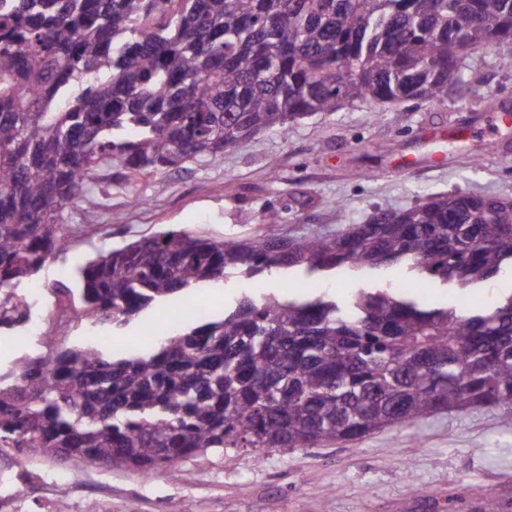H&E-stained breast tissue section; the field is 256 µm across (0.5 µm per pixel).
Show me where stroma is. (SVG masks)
<instances>
[{
  "label": "stroma",
  "mask_w": 512,
  "mask_h": 512,
  "mask_svg": "<svg viewBox=\"0 0 512 512\" xmlns=\"http://www.w3.org/2000/svg\"><path fill=\"white\" fill-rule=\"evenodd\" d=\"M490 45L463 58L465 84L446 99L397 106L343 103L299 119L287 133L267 131L214 161L190 162L136 183L101 170L93 206H66L68 250L36 279L52 284L59 269L99 251L124 247L165 230L215 241L248 239L279 211L285 237L330 235L380 210L399 211L428 197L461 192L512 200V68ZM410 286L403 267L331 274L319 295L345 299L354 288ZM303 276L274 269L249 280L203 283L151 305L123 329L82 318L58 324L65 346L112 336L114 357L156 347L181 330L173 310L194 300L220 320L242 297L301 292ZM512 292V275L490 286L433 284L422 299L444 306ZM174 479H143L130 469H85L13 450L0 452V512H476L486 502L512 512V424L501 410L442 412L325 448L230 449L182 462Z\"/></svg>",
  "instance_id": "1"
}]
</instances>
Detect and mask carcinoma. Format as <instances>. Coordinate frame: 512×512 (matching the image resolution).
Instances as JSON below:
<instances>
[{"instance_id":"cac0c4a2","label":"carcinoma","mask_w":512,"mask_h":512,"mask_svg":"<svg viewBox=\"0 0 512 512\" xmlns=\"http://www.w3.org/2000/svg\"><path fill=\"white\" fill-rule=\"evenodd\" d=\"M512 49V0H0V325L28 320L22 282L66 250L63 208L103 167L125 179L216 159L340 101L448 97L468 50ZM184 231L99 253L58 307L118 329L199 283L273 268L405 264L424 286L512 268V203L443 194L332 237ZM0 380V442L86 468L179 476L231 448H321L441 411L512 421V294L438 307L396 285L343 302L242 298L143 354L42 338Z\"/></svg>"}]
</instances>
